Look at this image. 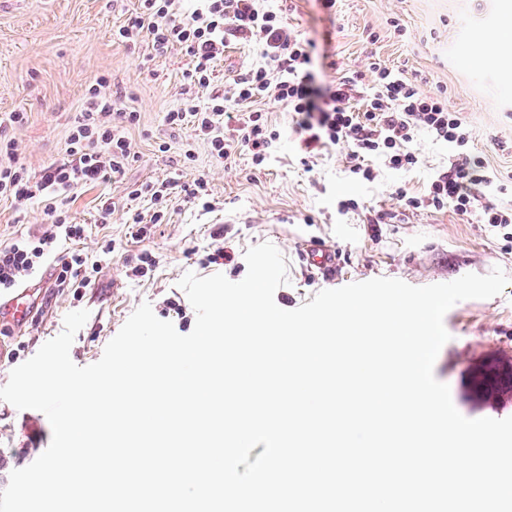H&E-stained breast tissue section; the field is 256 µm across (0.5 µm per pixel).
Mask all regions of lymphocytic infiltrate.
<instances>
[{"mask_svg": "<svg viewBox=\"0 0 512 512\" xmlns=\"http://www.w3.org/2000/svg\"><path fill=\"white\" fill-rule=\"evenodd\" d=\"M122 42L137 46L150 40L155 52L177 47L190 58L183 73L181 99L165 115L170 128H188L203 138L212 159L223 163L239 149H248L254 166H261L279 137L258 103L288 107L306 149L327 145L349 148L351 173L374 177L369 158L407 171L420 163L411 145L419 132H429L448 147V166L428 184L423 195L401 193L407 206L449 207L476 224L494 228L512 225V209L498 206L501 187L489 175V163L474 151L475 133L460 113L450 111L442 92H424L416 81L396 74L380 59L368 68L375 80L369 91L359 89L357 77H337L326 87L315 86L308 70L314 49L290 28L270 0H195L194 8L180 12L177 0H138L134 17L118 30ZM255 47L259 61L238 73L223 90L213 87L218 62L230 39ZM98 79L89 90L86 108L68 140L66 160L44 167L31 179L19 164L14 142L0 143L8 158L0 165V197L23 205L38 201L47 218L37 238H18L0 247V293L9 292L47 259L56 258L54 285L84 288L100 264L91 263L78 249L86 227L72 223L60 206L62 196L78 186L95 185L124 175L137 155L125 135L139 120L136 112L117 106ZM131 197H147L153 205L150 219L133 213L128 219L131 237L147 235L150 224L162 223L169 199L168 184L146 183ZM73 241L74 249L58 254L59 239Z\"/></svg>", "mask_w": 512, "mask_h": 512, "instance_id": "f902f5d3", "label": "lymphocytic infiltrate"}]
</instances>
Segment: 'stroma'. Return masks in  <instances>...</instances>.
Listing matches in <instances>:
<instances>
[{
  "mask_svg": "<svg viewBox=\"0 0 512 512\" xmlns=\"http://www.w3.org/2000/svg\"><path fill=\"white\" fill-rule=\"evenodd\" d=\"M136 8V0H0V139L18 144L30 174L65 158L70 131L97 79H107L120 106L140 115L128 130L139 158L124 176L77 188L63 200L72 222L87 225L80 246L100 261L101 272L77 294L54 287L51 265L34 273L41 287L30 320L21 327L0 320V338L7 344L0 386L61 333L72 311L90 313L70 349L79 366L98 361L145 302L179 333H190L196 314L179 286L183 275L220 273L241 281L247 249L266 241L287 264L289 282L275 293L285 310L312 301L321 290L377 277L425 286L498 267L512 279V241L502 230L448 208L414 209L400 201L399 191L421 192L448 165L447 147L428 133L412 144L421 159L418 168L394 171L375 159V177L368 181L350 172L345 146H327L305 158L291 114L271 104L268 117L280 138L265 165L254 168L244 148L226 164L213 163L206 142L164 121L180 101L189 63L185 52L173 48L159 55L146 41L131 49L116 37ZM504 12L505 0H337L331 12L321 0H289L285 18L315 43L312 70L319 84L343 72H365L376 56L395 73L417 79L424 92L444 91L449 110L473 128L474 146L499 183L512 185V46L488 62L472 55L473 45L497 28ZM11 112L26 113L27 122L6 124ZM188 149L194 161L185 159ZM201 175L210 187L205 203L190 201L183 191ZM162 181L175 186L166 221L152 225L144 239L129 237V212L152 213L146 199L129 197L130 188ZM348 200L355 208L341 210ZM378 213L383 223H374ZM45 228L37 202L20 206L0 198V245L40 236ZM310 240L336 246L335 276L306 265L301 249ZM219 250L220 260L214 257ZM145 254L153 265L142 266ZM444 325L450 339L436 358L434 375L449 385L456 409L470 419L512 416V405L486 410L463 399L464 375L475 359L489 352L512 356V282L496 297L457 303ZM51 439L44 413L0 401V490Z\"/></svg>",
  "mask_w": 512,
  "mask_h": 512,
  "instance_id": "35a3bbf8",
  "label": "stroma"
}]
</instances>
